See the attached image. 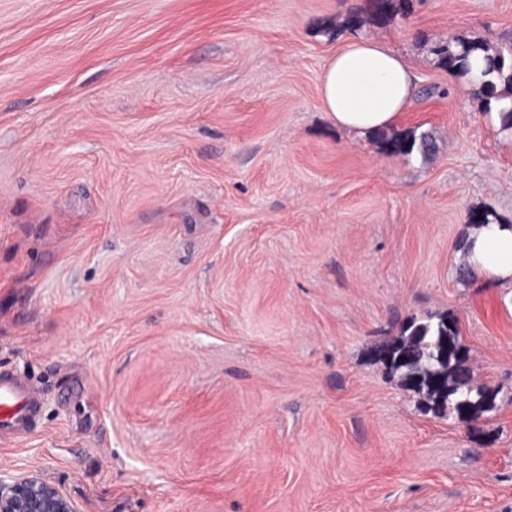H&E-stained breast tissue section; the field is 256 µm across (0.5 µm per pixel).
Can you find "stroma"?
<instances>
[{"label": "stroma", "instance_id": "1", "mask_svg": "<svg viewBox=\"0 0 512 512\" xmlns=\"http://www.w3.org/2000/svg\"><path fill=\"white\" fill-rule=\"evenodd\" d=\"M356 0H0V370L41 394L0 470L80 512H512V288L457 278L512 222V144L431 47L512 0H402L403 158L333 123ZM460 327L500 408L429 411L375 358ZM377 139L385 152L405 157H410L415 151L426 155L434 151L436 147L435 138L428 131H423L418 136L412 134L406 137L395 133L379 132Z\"/></svg>", "mask_w": 512, "mask_h": 512}]
</instances>
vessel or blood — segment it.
Wrapping results in <instances>:
<instances>
[{
	"label": "vessel or blood",
	"mask_w": 512,
	"mask_h": 512,
	"mask_svg": "<svg viewBox=\"0 0 512 512\" xmlns=\"http://www.w3.org/2000/svg\"><path fill=\"white\" fill-rule=\"evenodd\" d=\"M39 411L36 388L16 374L0 371V438L29 433Z\"/></svg>",
	"instance_id": "vessel-or-blood-1"
}]
</instances>
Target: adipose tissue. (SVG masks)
I'll list each match as a JSON object with an SVG mask.
<instances>
[{
    "instance_id": "1",
    "label": "adipose tissue",
    "mask_w": 512,
    "mask_h": 512,
    "mask_svg": "<svg viewBox=\"0 0 512 512\" xmlns=\"http://www.w3.org/2000/svg\"><path fill=\"white\" fill-rule=\"evenodd\" d=\"M411 67L400 55L367 39L351 38L326 61L320 78L325 112L337 126L358 132L393 127L410 101ZM466 265L512 286V226L483 224L467 236Z\"/></svg>"
}]
</instances>
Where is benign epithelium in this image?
<instances>
[{
  "label": "benign epithelium",
  "mask_w": 512,
  "mask_h": 512,
  "mask_svg": "<svg viewBox=\"0 0 512 512\" xmlns=\"http://www.w3.org/2000/svg\"><path fill=\"white\" fill-rule=\"evenodd\" d=\"M0 512H78L54 484L32 472L13 475L0 471Z\"/></svg>",
  "instance_id": "benign-epithelium-1"
}]
</instances>
